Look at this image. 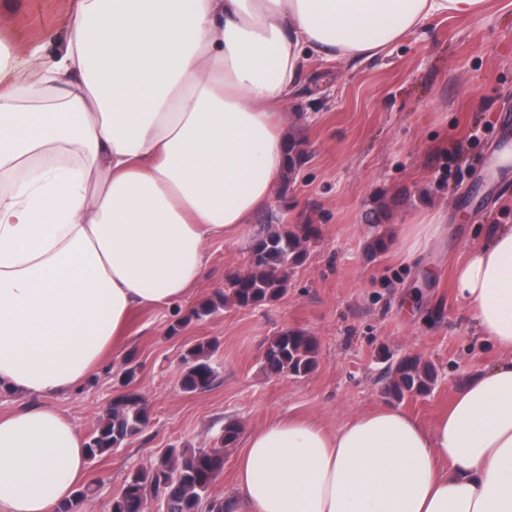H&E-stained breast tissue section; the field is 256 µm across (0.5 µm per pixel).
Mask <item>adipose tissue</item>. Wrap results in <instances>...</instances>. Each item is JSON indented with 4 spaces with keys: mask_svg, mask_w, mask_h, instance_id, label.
I'll return each instance as SVG.
<instances>
[{
    "mask_svg": "<svg viewBox=\"0 0 512 512\" xmlns=\"http://www.w3.org/2000/svg\"><path fill=\"white\" fill-rule=\"evenodd\" d=\"M62 51L0 59V512H58L85 440L52 406L128 319L191 297L287 163L309 60L356 62L486 0H71ZM498 359L432 424L383 403L336 429L278 417L239 457L240 512H512V225L454 272Z\"/></svg>",
    "mask_w": 512,
    "mask_h": 512,
    "instance_id": "adipose-tissue-1",
    "label": "adipose tissue"
}]
</instances>
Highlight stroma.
<instances>
[{
	"label": "stroma",
	"instance_id": "35a3bbf8",
	"mask_svg": "<svg viewBox=\"0 0 512 512\" xmlns=\"http://www.w3.org/2000/svg\"><path fill=\"white\" fill-rule=\"evenodd\" d=\"M67 26L68 0H0L6 46L35 43L50 56L62 50ZM287 112L286 134L301 141L305 160L271 206L289 223L319 226L306 263L280 299L195 321L197 303L248 268L247 243L213 241L192 298L131 314L125 349L141 364L136 387L150 424L88 465L98 491L76 512H110L130 470L173 445L213 447L230 420L241 438L225 449L214 491L235 500L236 462L250 431L288 415L333 429L384 403L379 352L396 360L417 354L435 366L434 390L402 402L426 423L496 360L456 298L452 274L491 225H512V167L497 163L512 149V128L503 123L512 113V0H488L474 16L435 18L371 60L312 59ZM437 212L445 217L439 237L407 257L402 231ZM376 231L389 243L369 260L364 246ZM177 321L180 333L170 334ZM291 328L316 338L318 365L304 377L269 375L265 348ZM200 339L217 343L218 378L207 391L187 393L182 355ZM123 362L108 358L80 393L54 398L81 434L123 393Z\"/></svg>",
	"mask_w": 512,
	"mask_h": 512
}]
</instances>
